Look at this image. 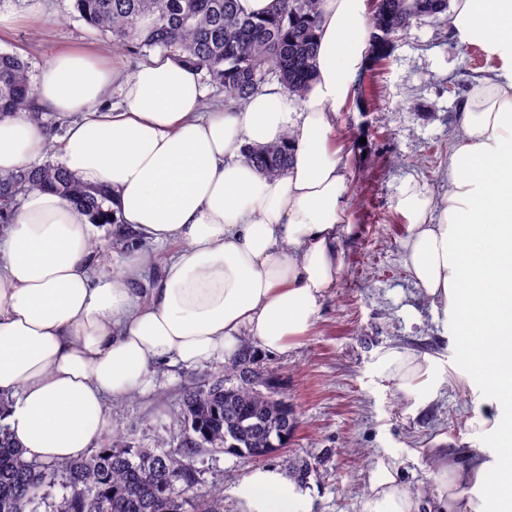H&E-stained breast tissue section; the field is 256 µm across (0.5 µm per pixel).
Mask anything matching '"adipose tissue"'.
I'll use <instances>...</instances> for the list:
<instances>
[{
    "mask_svg": "<svg viewBox=\"0 0 512 512\" xmlns=\"http://www.w3.org/2000/svg\"><path fill=\"white\" fill-rule=\"evenodd\" d=\"M459 43L497 66L457 114L448 191L405 183L407 261L458 356L480 381L485 410L468 420L476 446L437 449L426 497L395 461H378L365 512H487L465 488L512 506V0H452ZM367 0H321L314 77L298 107L273 82L243 109L206 110L195 70L157 54L127 74L94 53L52 56L37 105L70 123L58 141L65 168L112 193L137 238L105 268L88 217L57 193L33 189L0 239V393L27 460L88 455L106 434L113 401L148 386L155 367L231 359L241 337L269 353L306 335L344 270L350 173L334 117L354 95L370 41ZM119 105H111L113 92ZM50 139L20 112L0 119V174L41 159ZM286 144L290 164L261 175L246 150ZM177 251L148 298L133 284L153 246ZM401 389L433 387L428 359L389 349ZM496 438V448L481 438ZM244 512H309L282 474L258 469L238 487Z\"/></svg>",
    "mask_w": 512,
    "mask_h": 512,
    "instance_id": "1",
    "label": "adipose tissue"
}]
</instances>
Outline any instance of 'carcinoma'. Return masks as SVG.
<instances>
[{
	"instance_id": "cac0c4a2",
	"label": "carcinoma",
	"mask_w": 512,
	"mask_h": 512,
	"mask_svg": "<svg viewBox=\"0 0 512 512\" xmlns=\"http://www.w3.org/2000/svg\"><path fill=\"white\" fill-rule=\"evenodd\" d=\"M450 0H374L372 26L388 36L419 16L437 17ZM320 0H277L267 16L243 14L238 0H74V9L111 45L134 54L160 49L224 87V95L244 103L271 78L288 100L299 102L312 80ZM35 89L25 61L0 52V118L32 111ZM248 160L264 176L283 174L284 146L248 150ZM41 188L63 197L95 224H115L112 194L82 185L62 165H28L0 175V223L6 224L27 191ZM256 351L247 344L224 366L231 385L217 378L185 392L184 432L168 451L134 448L119 436L80 459L48 464L25 459L3 423L12 399L0 395V512H36L55 480L68 493L55 512H224L220 485L197 489L192 458L203 450L264 458L285 447L296 430L288 399L259 380ZM289 480L306 486L317 473L304 458L285 461Z\"/></svg>"
}]
</instances>
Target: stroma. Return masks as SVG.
Instances as JSON below:
<instances>
[{
  "instance_id": "obj_1",
  "label": "stroma",
  "mask_w": 512,
  "mask_h": 512,
  "mask_svg": "<svg viewBox=\"0 0 512 512\" xmlns=\"http://www.w3.org/2000/svg\"><path fill=\"white\" fill-rule=\"evenodd\" d=\"M73 49L101 53L134 71L148 53L115 49L79 17L73 0L0 5V51L28 63L38 84L46 61ZM483 51L457 43L450 20L423 16L371 45L355 98L336 114V142L346 146L352 233L344 272L327 291L311 331L282 354L258 353L255 368L294 407L298 428L282 450L257 460L227 452L195 462L198 488H224V512H243L241 480L257 469L282 470L286 457L317 462L305 495L311 512H364L375 464L395 460L413 495L424 493L433 449L465 448L467 421L479 409V384L466 378L453 333L436 321L406 264L411 234L396 209L400 187L415 182L435 196L448 190L455 114L485 62ZM391 347L429 358L437 391H402L381 362ZM224 362L159 366L144 391L112 411L109 433L137 448L176 447L183 391L223 376Z\"/></svg>"
}]
</instances>
